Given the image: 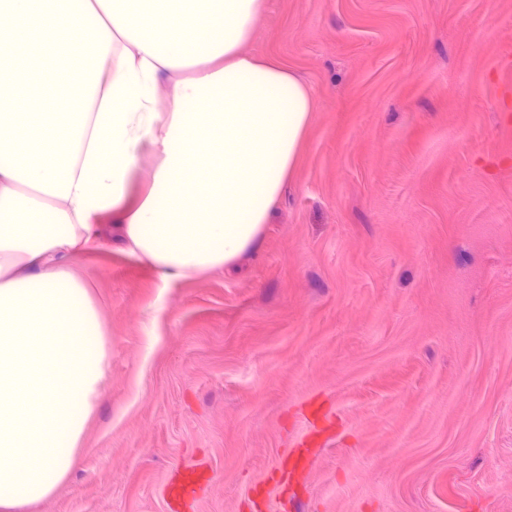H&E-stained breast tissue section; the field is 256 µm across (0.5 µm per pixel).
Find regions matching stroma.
Masks as SVG:
<instances>
[{"mask_svg": "<svg viewBox=\"0 0 512 512\" xmlns=\"http://www.w3.org/2000/svg\"><path fill=\"white\" fill-rule=\"evenodd\" d=\"M247 50L315 94L294 175L258 249L191 280L102 224L74 260L99 409L23 512H168L189 460V512H512V0H271ZM206 480L202 472L195 467L177 469L166 488L170 508L177 510L182 502L194 495Z\"/></svg>", "mask_w": 512, "mask_h": 512, "instance_id": "35a3bbf8", "label": "stroma"}]
</instances>
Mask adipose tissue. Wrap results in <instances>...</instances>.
I'll return each mask as SVG.
<instances>
[{
	"label": "adipose tissue",
	"instance_id": "ef3b65f1",
	"mask_svg": "<svg viewBox=\"0 0 512 512\" xmlns=\"http://www.w3.org/2000/svg\"><path fill=\"white\" fill-rule=\"evenodd\" d=\"M269 0H0V512L67 478L109 362L74 258L163 284L259 245L315 109L246 52Z\"/></svg>",
	"mask_w": 512,
	"mask_h": 512
}]
</instances>
